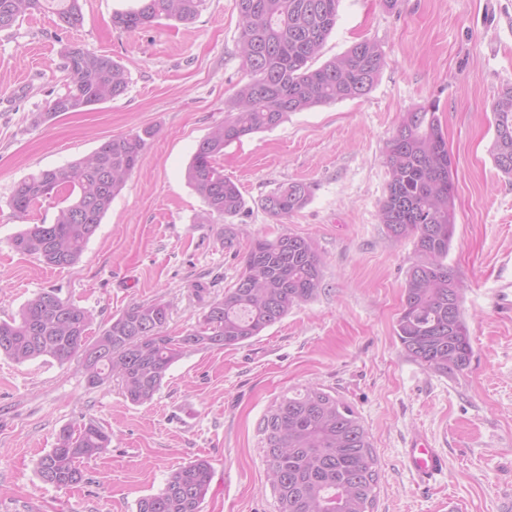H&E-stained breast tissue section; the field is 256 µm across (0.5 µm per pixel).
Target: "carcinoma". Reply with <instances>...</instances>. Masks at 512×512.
I'll use <instances>...</instances> for the list:
<instances>
[{
	"mask_svg": "<svg viewBox=\"0 0 512 512\" xmlns=\"http://www.w3.org/2000/svg\"><path fill=\"white\" fill-rule=\"evenodd\" d=\"M340 0H236L240 50L249 79L227 102L224 122L202 139L187 170L190 186L206 210L232 218L245 200L215 158L242 138L278 126L291 112L366 96L385 66L380 46L355 42L344 54L312 67L336 25ZM204 0H141L117 12L112 24L125 31L150 28L160 20L190 22ZM35 9L50 11L62 29L83 25L81 0H0V30L13 27ZM69 84L51 100L43 119L84 112L123 95L128 70L112 57L78 45L63 51ZM436 105L405 113L384 151L389 174L380 221L397 239L411 238L419 260L408 270L396 335L407 356L430 372L461 373L471 362L472 338L462 311L460 280L444 263L455 233L452 155L443 137ZM496 168L512 176V86L492 104ZM149 129L112 137L85 158L26 176L9 206L17 217L34 204L66 190L73 200L52 224H34L15 235V250L45 265L77 263L89 239L139 165ZM312 195L303 181L282 184L262 200L280 221L302 209ZM235 287L204 304L202 320L175 335L168 331L169 308L161 302L128 305L95 336L94 314L43 290L22 307L19 319L0 321V354L17 363L50 358L82 361L88 386L117 381L126 400H153L170 368L199 349L240 346L288 313L314 299L323 288V261L311 239L284 233L257 237L242 254ZM267 481L277 512H372L379 480L368 432L356 411L317 385L295 389L274 402L260 421ZM111 435L89 421L63 429L56 446L37 462L41 481L56 488L86 482L85 460L103 454ZM212 466L196 459L173 470L159 492L141 497L136 512H202Z\"/></svg>",
	"mask_w": 512,
	"mask_h": 512,
	"instance_id": "carcinoma-1",
	"label": "carcinoma"
}]
</instances>
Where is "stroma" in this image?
<instances>
[{
	"label": "stroma",
	"instance_id": "35a3bbf8",
	"mask_svg": "<svg viewBox=\"0 0 512 512\" xmlns=\"http://www.w3.org/2000/svg\"><path fill=\"white\" fill-rule=\"evenodd\" d=\"M81 3V28L61 29L35 12L0 31V319L18 317L28 299L54 288L92 310L98 329L131 303L162 301L170 331L180 333L202 312L195 282L223 297L251 241L288 232L315 243L324 288L244 345L186 355L143 406L128 402L118 383L88 387L78 361L19 364L0 355V512H135L139 498L198 458L213 468L202 512H276L260 421L288 389L310 383L351 405L368 430L379 468L374 512H512V179L489 154L491 105L512 86V0H397L391 8L341 0L320 61L368 39L385 54L383 73L366 97L291 113L218 156L247 209L230 249L218 239L223 219L198 223L204 203L186 169L247 80L235 0H205L188 24L163 19L131 32L111 19L138 0ZM69 43L122 62L128 89L92 110L41 121L67 89L61 50ZM429 103L453 158L447 263L464 288L473 346L469 368L448 377L412 361L395 333L417 253L379 220L385 145L404 113ZM143 128L153 135L141 163L78 263L50 268L14 250L17 232L54 223L65 204L48 199L14 216L8 200L26 175ZM288 181L311 183L313 193L279 223L260 201ZM87 421L112 434L104 454L84 461L87 483L44 484L38 459L63 428ZM415 436L446 457L427 484L403 457Z\"/></svg>",
	"mask_w": 512,
	"mask_h": 512
}]
</instances>
